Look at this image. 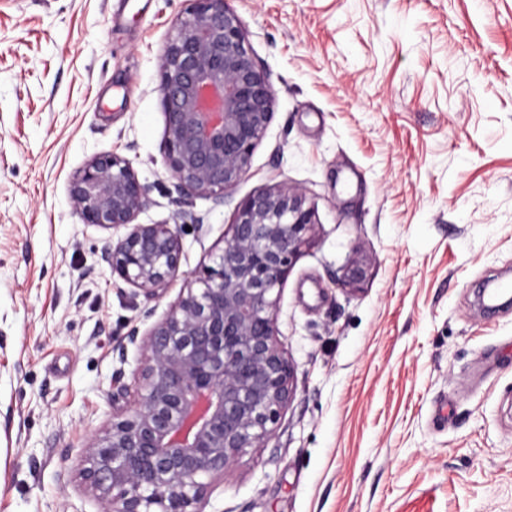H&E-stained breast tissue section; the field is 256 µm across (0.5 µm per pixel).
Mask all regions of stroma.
Segmentation results:
<instances>
[{"instance_id":"obj_1","label":"stroma","mask_w":512,"mask_h":512,"mask_svg":"<svg viewBox=\"0 0 512 512\" xmlns=\"http://www.w3.org/2000/svg\"><path fill=\"white\" fill-rule=\"evenodd\" d=\"M228 5L274 100L218 203L179 199L164 162L159 58L188 0H0V512H99L82 445L133 402L140 359L113 346L278 185L315 226L277 300L296 390L204 512H512V307L477 302L512 279V0ZM105 151L146 189L138 223L186 226L163 297L113 274L120 231L70 200Z\"/></svg>"}]
</instances>
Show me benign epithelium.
<instances>
[{
	"label": "benign epithelium",
	"mask_w": 512,
	"mask_h": 512,
	"mask_svg": "<svg viewBox=\"0 0 512 512\" xmlns=\"http://www.w3.org/2000/svg\"><path fill=\"white\" fill-rule=\"evenodd\" d=\"M160 59L165 162L183 197L226 191L248 173L274 91L227 0H189ZM86 224L126 229L103 256L148 297L179 275L178 224H139L146 197L130 162L91 157L69 184ZM314 224L303 191L255 192L236 207L224 245L150 330L131 328L112 353L141 352L137 399L82 450L84 490L100 512H190L244 448L276 431L295 370L276 340L277 298Z\"/></svg>",
	"instance_id": "1"
}]
</instances>
